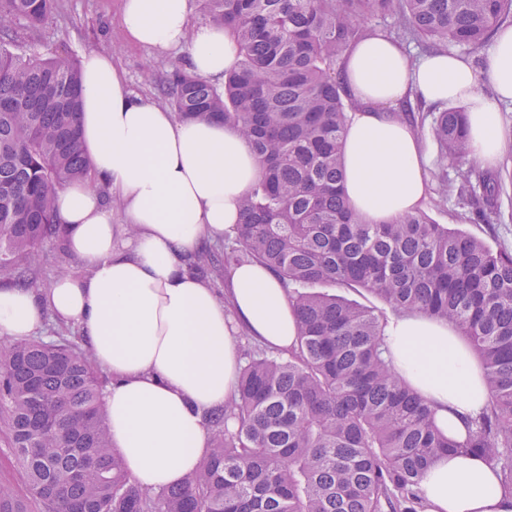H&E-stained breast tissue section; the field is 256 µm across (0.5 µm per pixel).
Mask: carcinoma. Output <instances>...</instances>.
<instances>
[{
    "mask_svg": "<svg viewBox=\"0 0 512 512\" xmlns=\"http://www.w3.org/2000/svg\"><path fill=\"white\" fill-rule=\"evenodd\" d=\"M54 0H0V275L31 287L41 247L63 244L56 192L92 181L79 148L80 66L10 49L15 26H40ZM232 34L236 67L224 91L173 69L154 83L180 121L237 128L260 175L240 205L224 256L191 269L221 279L260 263L288 288L299 325L286 351L256 346L233 398L205 417L211 447L185 484L139 488L109 437L103 385L90 353L54 341L0 344V415L28 501L0 486V512H422L421 480L449 451L480 455L512 494V253L493 250L423 210L367 224L344 189L342 146L352 107L342 55L367 21L395 20L398 42L425 50L478 48L512 18V0H199ZM440 198L448 162L471 156L461 108L426 112ZM459 172L458 205L480 199L498 220L501 177ZM363 288L399 314L452 325L480 361L489 399L455 440L384 353L387 319L313 291Z\"/></svg>",
    "mask_w": 512,
    "mask_h": 512,
    "instance_id": "cac0c4a2",
    "label": "carcinoma"
}]
</instances>
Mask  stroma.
I'll list each match as a JSON object with an SVG mask.
<instances>
[{"mask_svg": "<svg viewBox=\"0 0 512 512\" xmlns=\"http://www.w3.org/2000/svg\"><path fill=\"white\" fill-rule=\"evenodd\" d=\"M122 3L123 0H55L42 26L34 30L18 26L15 39L23 46L76 61L91 50L110 55L123 73L129 91L158 98L155 85L143 77L144 67H152L161 74L183 66L184 56L128 43L121 25ZM466 164L472 168L474 178H482L491 172L507 179V192L498 201L499 223L465 220L460 208L451 202L439 208H429V215L437 223L460 228L483 240L492 249L512 252V141L503 147L494 169H487L473 157L468 158Z\"/></svg>", "mask_w": 512, "mask_h": 512, "instance_id": "1", "label": "stroma"}]
</instances>
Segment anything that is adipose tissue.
Returning a JSON list of instances; mask_svg holds the SVG:
<instances>
[{
  "label": "adipose tissue",
  "mask_w": 512,
  "mask_h": 512,
  "mask_svg": "<svg viewBox=\"0 0 512 512\" xmlns=\"http://www.w3.org/2000/svg\"><path fill=\"white\" fill-rule=\"evenodd\" d=\"M191 0H124L129 41L174 50L197 76L223 84L239 48L217 25L190 23ZM341 75L353 102L343 141L345 190L366 222L383 224L420 209L430 193L429 159L408 120L412 93L463 105L473 156L495 164L506 138L501 106L512 103V25L498 27L483 69L457 53L409 63L383 33L350 45ZM81 147L95 183L56 194L71 254L89 273L65 276L39 293L0 287V336H33L45 315L76 325L96 362L112 374L105 394L110 440L140 488L185 483L210 448L208 412L234 392L241 366L235 332L288 350L297 315L265 266L232 270L223 303L184 268L202 240L233 233L240 200L259 177L258 161L236 128L176 120L155 100L131 94L109 55L84 54ZM135 232L118 239L108 198ZM387 357L434 410L436 426L462 438L488 401L470 346L447 322L425 314L392 317ZM425 512H512V494L478 455L441 456L422 481Z\"/></svg>",
  "instance_id": "1"
}]
</instances>
